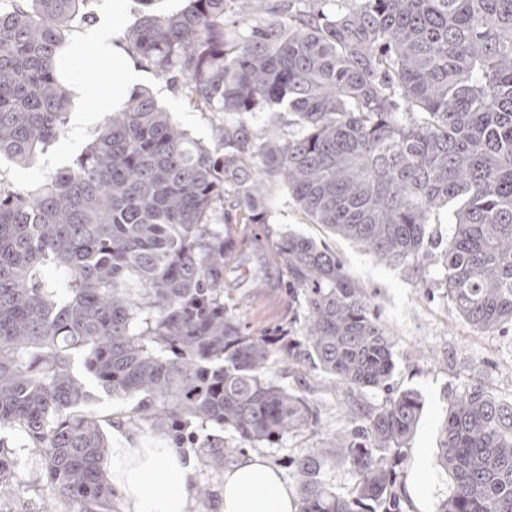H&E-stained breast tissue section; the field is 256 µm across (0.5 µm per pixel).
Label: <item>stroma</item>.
Returning a JSON list of instances; mask_svg holds the SVG:
<instances>
[{"label": "stroma", "mask_w": 512, "mask_h": 512, "mask_svg": "<svg viewBox=\"0 0 512 512\" xmlns=\"http://www.w3.org/2000/svg\"><path fill=\"white\" fill-rule=\"evenodd\" d=\"M140 85L148 89L172 112L182 128L195 138L211 142L215 120L210 113L189 107L179 90L153 71L143 70ZM103 118L94 103L85 97H73L69 122L36 167L21 169L0 160V184L24 185L39 177L41 171L65 165L91 140ZM273 217L260 225L262 240L274 241L288 233H298L335 250L348 274L373 295L380 322L395 341L398 386L418 392L424 403L422 417L411 440V457L424 460L419 501L423 512H435L447 489L445 475L433 466L439 448L442 425L456 390L472 376H480L489 389L501 398L512 397V342L498 334L479 333L453 309L443 291L428 288L402 267L376 261L359 245L332 235L323 225L312 223L297 207L286 187H269ZM239 262L228 274L232 283L229 302L247 330L264 336L288 322V296L283 286L284 269L263 259L261 250L243 245ZM283 385L305 393L315 404L323 432L344 428L348 401L379 402L376 392L352 394L335 389L324 374L305 366H280ZM0 436L13 451L15 479L19 490L0 498V512H48L46 492L28 486L30 475L40 471L36 449L19 431L5 427Z\"/></svg>", "instance_id": "obj_1"}]
</instances>
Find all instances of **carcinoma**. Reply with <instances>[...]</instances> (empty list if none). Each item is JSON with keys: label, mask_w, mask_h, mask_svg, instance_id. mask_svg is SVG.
<instances>
[{"label": "carcinoma", "mask_w": 512, "mask_h": 512, "mask_svg": "<svg viewBox=\"0 0 512 512\" xmlns=\"http://www.w3.org/2000/svg\"><path fill=\"white\" fill-rule=\"evenodd\" d=\"M6 2L0 157L29 168L64 132L71 75L90 64L67 37L84 0ZM298 2L259 18L263 0H188L127 28L124 49L189 106L237 115L211 143L134 91L69 165L0 185V428L28 438L63 512H118L77 352L105 392L137 399L129 424L196 449L215 475L242 445L316 431L314 403L272 365L380 390L348 433L293 457L299 512H413L403 469L422 398L394 386L395 343L367 290L334 250L290 233L266 248L288 274V326L250 335L225 300L249 233L224 212L227 192L244 223L267 224L279 182L314 223L423 283L439 260L458 315L512 333V0ZM230 3L252 18L242 31ZM257 112H286L295 131L260 135ZM10 454L0 438V494L15 490ZM436 464L437 512H512V399L465 383ZM338 466L344 492L328 479Z\"/></svg>", "instance_id": "1"}]
</instances>
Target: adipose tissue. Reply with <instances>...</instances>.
I'll return each mask as SVG.
<instances>
[{
    "label": "adipose tissue",
    "instance_id": "adipose-tissue-1",
    "mask_svg": "<svg viewBox=\"0 0 512 512\" xmlns=\"http://www.w3.org/2000/svg\"><path fill=\"white\" fill-rule=\"evenodd\" d=\"M80 51L105 61L106 87L77 75L73 90L95 100L99 112L119 109L139 83L141 67L107 27L93 28L78 44ZM112 485L125 512H188L195 481L191 457L164 440H148L144 433L128 430L114 441ZM298 499L280 471L263 456L249 454L224 470L221 512H298Z\"/></svg>",
    "mask_w": 512,
    "mask_h": 512
}]
</instances>
